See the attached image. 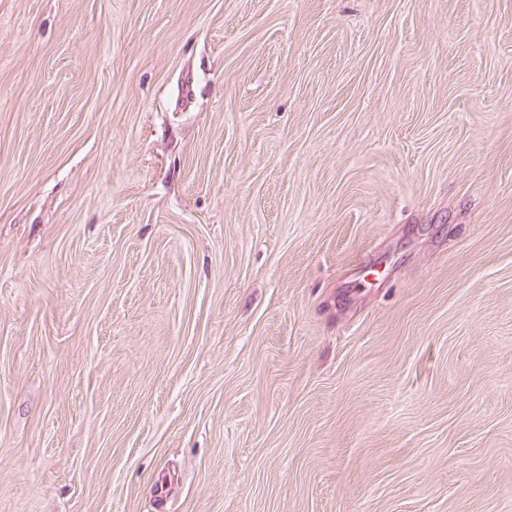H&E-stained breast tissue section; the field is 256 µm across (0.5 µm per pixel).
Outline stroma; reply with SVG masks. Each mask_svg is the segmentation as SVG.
<instances>
[{
	"label": "stroma",
	"instance_id": "obj_1",
	"mask_svg": "<svg viewBox=\"0 0 512 512\" xmlns=\"http://www.w3.org/2000/svg\"><path fill=\"white\" fill-rule=\"evenodd\" d=\"M0 512H512V0H0Z\"/></svg>",
	"mask_w": 512,
	"mask_h": 512
}]
</instances>
